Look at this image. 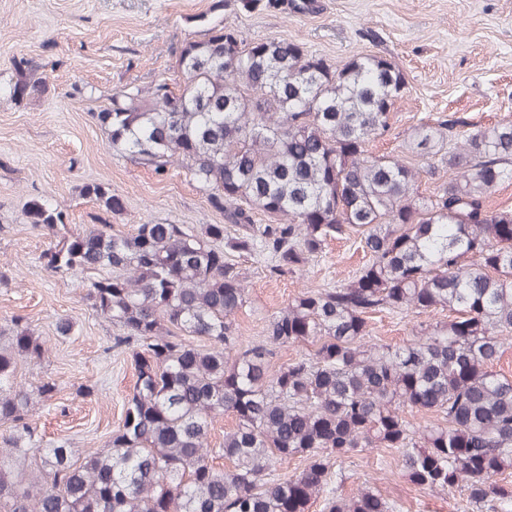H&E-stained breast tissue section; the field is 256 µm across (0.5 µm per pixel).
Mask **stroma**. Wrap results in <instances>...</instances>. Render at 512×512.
Returning <instances> with one entry per match:
<instances>
[{
    "label": "stroma",
    "mask_w": 512,
    "mask_h": 512,
    "mask_svg": "<svg viewBox=\"0 0 512 512\" xmlns=\"http://www.w3.org/2000/svg\"><path fill=\"white\" fill-rule=\"evenodd\" d=\"M308 13L293 9L247 13L222 0H0V324L19 318L46 340L37 365L19 363L17 383L51 378L52 400L34 402L32 421L44 442H67L74 457L99 448L121 421L137 380L129 353L113 350L116 327L97 315L79 277L55 274L41 260L48 236L28 224L31 199L48 196L76 228L111 225L218 224L203 190L181 167L161 176L116 154L97 119L114 93L148 89L164 78L182 82L173 63L186 43L225 25L243 38L296 41L329 63L358 54L394 61L406 89L391 111L386 134L370 146L399 156L413 127L456 115L473 126L512 119V0H314ZM26 58L46 76L49 91L12 101L15 59ZM104 183L123 201L111 213L83 192ZM365 261L356 238L331 239L302 270L274 274L264 255H243L247 301L237 315L241 344L258 341L274 313L310 288H332ZM70 319V336L55 333ZM442 313L383 312L371 322L373 343L399 346L415 339L420 323ZM93 394L77 396L79 386ZM338 492L370 485L399 512H468L461 491L432 492L413 485L391 448H366L345 460Z\"/></svg>",
    "instance_id": "stroma-1"
}]
</instances>
